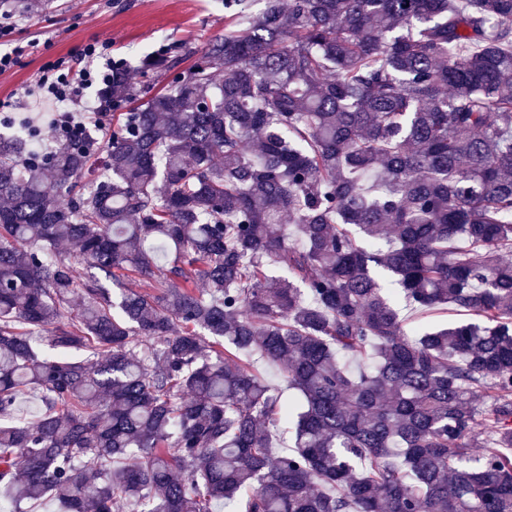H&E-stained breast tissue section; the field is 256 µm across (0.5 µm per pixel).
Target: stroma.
<instances>
[{"mask_svg": "<svg viewBox=\"0 0 512 512\" xmlns=\"http://www.w3.org/2000/svg\"><path fill=\"white\" fill-rule=\"evenodd\" d=\"M30 14H13L15 43L39 42L40 48L24 54L20 66L0 74V102L15 101L22 88L34 85L44 64L59 55L83 66L86 44L109 42L114 59L125 60L134 81L158 92L166 76L143 80L141 58L159 48L181 56L184 46L202 47L224 32V0H34Z\"/></svg>", "mask_w": 512, "mask_h": 512, "instance_id": "stroma-1", "label": "stroma"}]
</instances>
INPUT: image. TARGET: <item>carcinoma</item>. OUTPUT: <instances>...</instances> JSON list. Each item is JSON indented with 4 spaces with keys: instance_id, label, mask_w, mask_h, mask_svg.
<instances>
[{
    "instance_id": "obj_1",
    "label": "carcinoma",
    "mask_w": 512,
    "mask_h": 512,
    "mask_svg": "<svg viewBox=\"0 0 512 512\" xmlns=\"http://www.w3.org/2000/svg\"><path fill=\"white\" fill-rule=\"evenodd\" d=\"M194 54L112 73L87 182L0 139V496L512 512V0H224ZM400 316L405 320L408 326L426 324L428 322H452L457 320H466L468 316L461 312L448 309L447 311H436L433 313L421 314L413 309L400 305Z\"/></svg>"
}]
</instances>
